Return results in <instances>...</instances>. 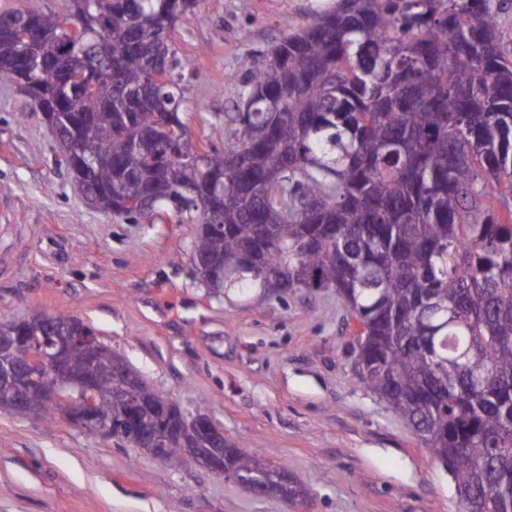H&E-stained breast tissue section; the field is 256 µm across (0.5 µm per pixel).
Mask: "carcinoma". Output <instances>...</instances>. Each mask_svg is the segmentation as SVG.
<instances>
[{"label":"carcinoma","instance_id":"1","mask_svg":"<svg viewBox=\"0 0 512 512\" xmlns=\"http://www.w3.org/2000/svg\"><path fill=\"white\" fill-rule=\"evenodd\" d=\"M176 0H112V18L83 22L112 33V102L75 91L92 184L114 198L110 214L142 192L138 175L165 169L162 215L198 224L178 185L224 172V233L190 253L220 263L263 241L258 257L288 291L333 289L367 327L354 346L358 383L387 403L448 468L463 512H512V54L492 0H340L285 32L248 79L224 149L197 170L185 128V71L169 40ZM94 38L70 53L95 66ZM17 45L0 34V77L13 82ZM169 65L165 84L151 82ZM174 116L176 152L155 125ZM153 142L151 154L134 148ZM265 287L243 270L224 293ZM13 389L37 398L19 373ZM99 407L124 432L158 424L120 420L112 377ZM186 431L168 448L183 464ZM224 470L266 478L264 497L309 494L282 466L224 441Z\"/></svg>","mask_w":512,"mask_h":512}]
</instances>
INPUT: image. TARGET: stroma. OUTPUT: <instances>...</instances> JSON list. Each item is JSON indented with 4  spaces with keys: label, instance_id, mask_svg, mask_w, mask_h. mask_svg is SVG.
Masks as SVG:
<instances>
[{
    "label": "stroma",
    "instance_id": "obj_1",
    "mask_svg": "<svg viewBox=\"0 0 512 512\" xmlns=\"http://www.w3.org/2000/svg\"><path fill=\"white\" fill-rule=\"evenodd\" d=\"M336 0H199L171 31L184 117L223 147L224 115L263 52ZM197 227L88 206L32 103L0 79V321L74 314L156 391L225 439L287 466L310 512H462L445 466L356 382L335 290L215 296L188 254ZM0 512H293L194 462L0 413Z\"/></svg>",
    "mask_w": 512,
    "mask_h": 512
}]
</instances>
